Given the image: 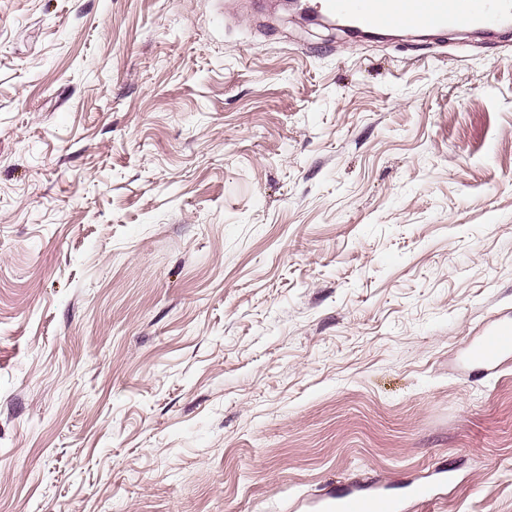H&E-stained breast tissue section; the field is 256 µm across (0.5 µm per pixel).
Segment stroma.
I'll use <instances>...</instances> for the list:
<instances>
[{
	"instance_id": "1",
	"label": "stroma",
	"mask_w": 512,
	"mask_h": 512,
	"mask_svg": "<svg viewBox=\"0 0 512 512\" xmlns=\"http://www.w3.org/2000/svg\"><path fill=\"white\" fill-rule=\"evenodd\" d=\"M505 321L512 31L0 0V512H512ZM512 352V325H498L485 332L475 348L478 364L492 366ZM321 512H397V502L380 492L364 494L350 489L330 497Z\"/></svg>"
}]
</instances>
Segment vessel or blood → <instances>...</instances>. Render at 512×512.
I'll list each match as a JSON object with an SVG mask.
<instances>
[{"label":"vessel or blood","instance_id":"b4317fda","mask_svg":"<svg viewBox=\"0 0 512 512\" xmlns=\"http://www.w3.org/2000/svg\"><path fill=\"white\" fill-rule=\"evenodd\" d=\"M323 18L341 20L367 33L449 28L477 32L512 25V0H308ZM512 353V325H498L485 332L475 348L478 362L494 365ZM323 512H397V502L380 492L364 494L346 490L327 499Z\"/></svg>","mask_w":512,"mask_h":512}]
</instances>
